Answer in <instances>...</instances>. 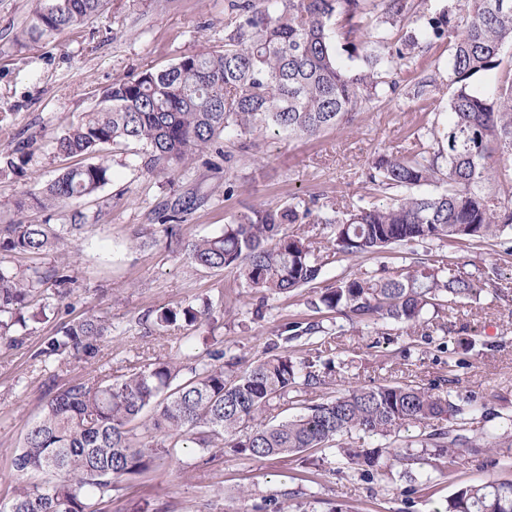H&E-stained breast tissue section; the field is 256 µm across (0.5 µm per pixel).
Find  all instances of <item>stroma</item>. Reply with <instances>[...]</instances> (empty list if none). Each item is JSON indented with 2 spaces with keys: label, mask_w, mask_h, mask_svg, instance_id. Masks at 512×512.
<instances>
[{
  "label": "stroma",
  "mask_w": 512,
  "mask_h": 512,
  "mask_svg": "<svg viewBox=\"0 0 512 512\" xmlns=\"http://www.w3.org/2000/svg\"><path fill=\"white\" fill-rule=\"evenodd\" d=\"M34 0H0V153L30 140V156L16 169L0 170V224L67 226L61 252L18 256L0 251V262L21 269L58 266L68 256L71 292L60 312L32 324L23 345L0 344V499L14 485L12 461L23 433L47 392L75 382L111 380L134 364L158 358L183 360L184 337L193 359L210 361L214 351L240 366L282 352L296 360L317 356L307 338L284 341L286 324H317L334 333L336 373L313 390L315 399L336 395L347 384H409L434 387L439 395L473 399L512 415V255L499 246L447 245L449 269L478 280L487 293L456 307L446 330L358 326L316 310L315 289L336 278L380 268L394 271V252L325 264L314 287L297 294L259 299L234 270L192 265L184 245L218 234L230 215L254 206L291 203L314 210L346 209L373 190L363 172L380 152L403 154L413 146L422 114L413 98L420 75L449 84L448 47L438 43L419 54L400 75L393 98L360 112L347 130L329 129L305 140L286 134L246 136L223 142L224 158L208 151L172 172L145 174L132 166L133 149L107 153L111 181L92 196L53 211L17 210L28 192L54 179L70 159L53 140L100 100L113 80L163 69L184 54L221 49L227 0H108L105 11L83 27L33 42L23 31ZM181 200L186 211L166 235L156 214ZM85 215L70 228L69 215ZM502 288L507 299L493 298ZM211 299L210 318L177 323L158 334L146 317L164 306ZM94 315L112 326L98 361L72 360L42 368L35 358L44 340L66 323ZM489 478L512 479V468L483 458L462 462L454 473L424 465L413 478L369 475L350 468L324 448L285 461L256 459L225 449L217 456L179 450L168 464L120 479L108 512H443L456 486ZM251 492L240 500L237 492Z\"/></svg>",
  "instance_id": "obj_1"
}]
</instances>
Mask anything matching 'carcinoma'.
Returning <instances> with one entry per match:
<instances>
[{
	"label": "carcinoma",
	"instance_id": "cac0c4a2",
	"mask_svg": "<svg viewBox=\"0 0 512 512\" xmlns=\"http://www.w3.org/2000/svg\"><path fill=\"white\" fill-rule=\"evenodd\" d=\"M106 0H35L26 34L50 39L101 15ZM224 49L178 58L162 70H144L107 88L97 107L55 138L57 151L82 162L65 169L44 188L17 202L51 209L89 197L112 180L102 153L109 146L136 145L133 166L148 173L172 170L218 148L220 139L286 132L312 138L328 128L353 125L358 113L399 88L398 76L423 49L448 44L454 90L440 95L436 79L414 86L424 116L407 155L379 153L368 163L365 181L391 193L343 213L252 208L230 217L224 230L187 246L192 264L231 268L252 293L294 294L314 284L324 263L312 243L288 232L309 219L331 228L332 254L359 256L389 249L401 265L388 277L363 272L338 277L317 292L316 308L357 325L429 326L428 311L448 315L483 289L472 279L448 274L447 256L424 244L494 242L512 231V205L490 198L512 194V67L484 93L469 79L500 65L504 43L512 42V0H466V21L448 9L416 14L414 0H230ZM362 55L366 68L352 71L336 58V39ZM62 229L54 224H0V250L28 254L57 251ZM70 281L68 266L42 271L0 264V342L19 345L16 327L43 321L59 307L41 286ZM212 303L176 305L157 312L166 329L191 326ZM110 326L88 316L65 325L35 354L41 361L68 357L94 361ZM183 365L157 358L118 378L77 383L45 401L13 458L17 475L12 498L0 512H106L115 483L165 465L176 449L216 454L229 446L255 458L279 459L310 448H327L354 469L384 475L395 466L412 477V466L429 455L453 472L482 451L501 454L512 466V415L491 430L476 431L493 412L473 399L442 397L419 385L350 387L320 402L290 400V394L324 383L311 361L288 354L256 361L235 372L236 362ZM290 401L299 412L277 424L264 415ZM151 412L152 434L137 432ZM438 423L400 448V433ZM352 433L383 441L377 448H345ZM39 474V481L30 476ZM445 512H512V480L459 486Z\"/></svg>",
	"mask_w": 512,
	"mask_h": 512
}]
</instances>
